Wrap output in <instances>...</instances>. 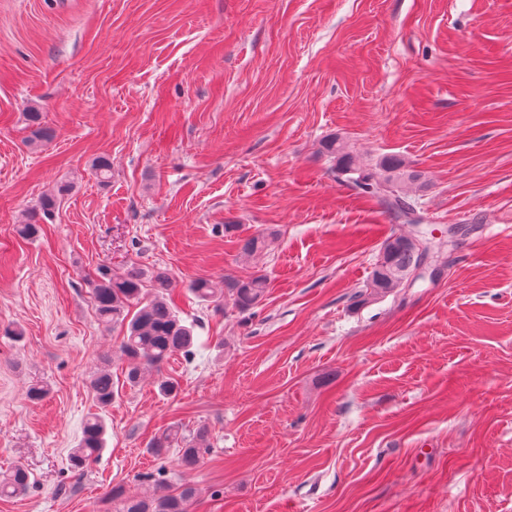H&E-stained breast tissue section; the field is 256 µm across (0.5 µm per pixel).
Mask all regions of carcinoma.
Segmentation results:
<instances>
[{
	"label": "carcinoma",
	"mask_w": 512,
	"mask_h": 512,
	"mask_svg": "<svg viewBox=\"0 0 512 512\" xmlns=\"http://www.w3.org/2000/svg\"><path fill=\"white\" fill-rule=\"evenodd\" d=\"M31 126V142L36 144L53 137L52 131L40 122V113H27ZM324 150L336 160V171L342 174H355V184L365 193L374 197L389 198V205L400 213L414 214V206L402 196L401 187L407 182L418 180L419 175L405 169L404 161L396 155H387L379 163V172L373 174L365 170L361 157L354 153L339 137H331L324 142ZM72 186L60 184L56 194L44 198L39 205L43 214L52 212L59 198L69 194ZM275 241L271 232H260L237 238L240 252L254 257L268 251ZM441 252L437 246L433 250H421L403 235L389 236L380 248V257L371 274L368 288L373 295H385L401 287L412 272L427 258H436ZM91 298L98 319L105 324L119 323L124 328L120 352L125 357L126 382L130 386L138 384L145 370L161 371L162 366L172 357L181 355L186 359L193 356L194 323H185L173 308L170 292L174 288L172 275L165 269H144L136 266L122 273L112 271L106 264L99 265L94 277L88 280ZM268 288L263 276H252L244 280L224 282V287L210 279H197L192 284V292L203 301H213L227 297L233 308L240 311L256 307ZM104 367L97 370L90 379V389L99 408L112 405L115 391L112 373L106 368L108 358H103ZM106 425L101 416L87 418L82 427V435L77 448L69 454V465L74 471H82L97 460L105 447ZM156 456L168 449L176 448L183 467H196L204 453L210 448L209 434L204 428L188 438L174 426L164 431L151 444ZM30 483L28 472L15 467L0 474V498L13 497L25 490ZM197 496L192 485H182L167 493H147L139 498L126 497L119 487L112 488V500L117 502L118 512H189V507Z\"/></svg>",
	"instance_id": "cac0c4a2"
}]
</instances>
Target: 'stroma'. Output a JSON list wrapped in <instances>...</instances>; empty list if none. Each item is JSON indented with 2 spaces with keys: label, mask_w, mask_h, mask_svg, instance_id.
Listing matches in <instances>:
<instances>
[{
  "label": "stroma",
  "mask_w": 512,
  "mask_h": 512,
  "mask_svg": "<svg viewBox=\"0 0 512 512\" xmlns=\"http://www.w3.org/2000/svg\"><path fill=\"white\" fill-rule=\"evenodd\" d=\"M32 106L55 132L37 145ZM332 136L420 171V224L340 175ZM228 224L278 238L247 258ZM418 229L442 232L440 272L368 295L384 240ZM102 263L169 270L191 359L122 386L87 284ZM256 275L246 312L191 292ZM8 324L24 336H0V471L31 484L0 512H114L113 488L157 470L196 485L190 512H512V0H0ZM105 353L121 387L102 412ZM97 412L106 447L72 473ZM173 424L207 428L196 468L154 455ZM104 366L97 370L90 379V389L93 398L99 408L104 409L112 405L115 398V391L112 382V373L106 368L109 360L107 357L102 359Z\"/></svg>",
  "instance_id": "35a3bbf8"
}]
</instances>
